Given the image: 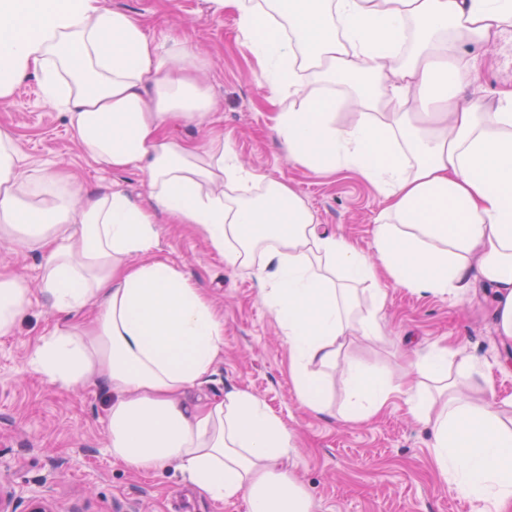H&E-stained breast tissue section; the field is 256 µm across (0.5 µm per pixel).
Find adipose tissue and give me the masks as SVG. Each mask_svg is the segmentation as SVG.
Returning a JSON list of instances; mask_svg holds the SVG:
<instances>
[{"label":"adipose tissue","instance_id":"adipose-tissue-1","mask_svg":"<svg viewBox=\"0 0 512 512\" xmlns=\"http://www.w3.org/2000/svg\"><path fill=\"white\" fill-rule=\"evenodd\" d=\"M234 10L273 99L272 131L291 162L358 171L384 199L374 255L319 231L306 201L225 147L188 43L156 40L105 0H0V100L26 76L63 111L87 158L135 170L148 203L90 195L56 168L29 169L0 127V238L43 252L42 294L61 325L34 369L62 388L110 396L108 453L129 468L175 466L215 502L246 512H314L287 468L293 437L255 394L191 392L224 352V322L179 270L153 258L158 215L194 224L226 265L253 267L288 346L308 410L327 409L324 371L347 336L383 333L380 280L415 293L493 290L496 330L512 345V87L493 106L461 97V57L512 29V0H212ZM353 110L348 123L338 111ZM205 125V143L170 135ZM373 285L360 313L353 286ZM30 305L23 274L0 273V336ZM447 347L408 368L348 365L345 418L364 422L399 395L429 425L440 480L478 512H512V413L490 400L477 365L448 370Z\"/></svg>","mask_w":512,"mask_h":512}]
</instances>
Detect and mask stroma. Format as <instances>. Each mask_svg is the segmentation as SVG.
I'll return each instance as SVG.
<instances>
[{
    "label": "stroma",
    "instance_id": "35a3bbf8",
    "mask_svg": "<svg viewBox=\"0 0 512 512\" xmlns=\"http://www.w3.org/2000/svg\"><path fill=\"white\" fill-rule=\"evenodd\" d=\"M108 4L138 19L148 36L186 41L205 69L224 142L242 164L293 185L327 231L372 253L378 192L357 172H314L289 162L270 130L275 108L234 13L214 12L210 0ZM461 56L476 74L462 90L466 98L489 105L497 89L512 85V43L467 44ZM0 126L13 132L27 167L59 164L84 190L116 186L147 202L138 172L116 173L85 157L62 111L44 101L38 77H25L9 100L0 101ZM157 221L154 258L181 270L224 319V356L194 396L231 388L260 396L294 435L288 467L311 495L315 512H475L470 501L441 484L430 430L405 399L361 423L343 420L342 413L349 401L347 365L385 366L399 379L406 374L408 345L463 351L489 380L492 398L512 400V347L496 334L488 285L472 284L460 299L388 288L379 313L382 336L351 339L328 374L329 407L318 414L297 397L288 348L252 270L226 266L196 225L164 215ZM41 263V250L0 246V271L22 273L31 292L13 334L0 336V490L13 493L17 512H26L34 491L46 494L57 512H246L240 500L206 499L174 468L140 472L113 460L107 392L60 388L28 368L33 347L56 323L40 292Z\"/></svg>",
    "mask_w": 512,
    "mask_h": 512
}]
</instances>
